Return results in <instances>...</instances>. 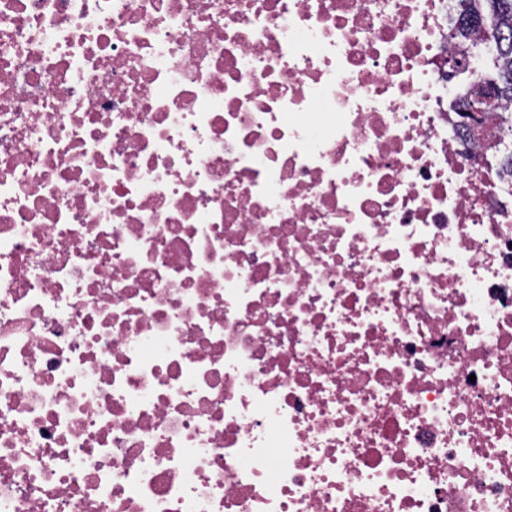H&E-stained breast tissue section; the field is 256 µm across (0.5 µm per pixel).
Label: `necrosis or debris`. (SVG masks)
I'll use <instances>...</instances> for the list:
<instances>
[{
  "mask_svg": "<svg viewBox=\"0 0 512 512\" xmlns=\"http://www.w3.org/2000/svg\"><path fill=\"white\" fill-rule=\"evenodd\" d=\"M456 16L0 0V512H512Z\"/></svg>",
  "mask_w": 512,
  "mask_h": 512,
  "instance_id": "4bbe7bcc",
  "label": "necrosis or debris"
}]
</instances>
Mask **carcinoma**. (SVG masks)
Here are the masks:
<instances>
[{"instance_id":"obj_1","label":"carcinoma","mask_w":512,"mask_h":512,"mask_svg":"<svg viewBox=\"0 0 512 512\" xmlns=\"http://www.w3.org/2000/svg\"><path fill=\"white\" fill-rule=\"evenodd\" d=\"M460 9L451 39L460 54H468L474 32L482 30L492 36L495 47L491 57L495 62L493 80L499 83L498 100L512 101V0H459Z\"/></svg>"}]
</instances>
